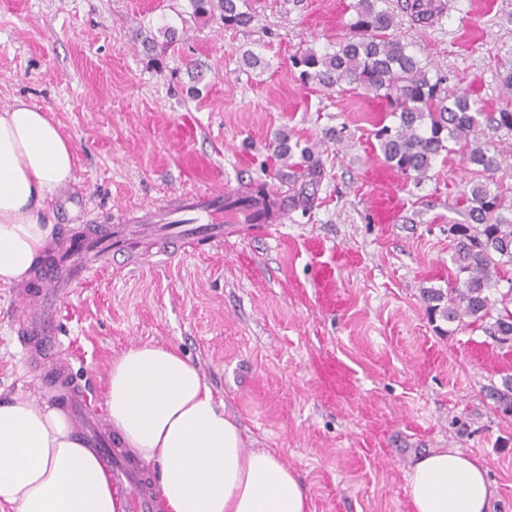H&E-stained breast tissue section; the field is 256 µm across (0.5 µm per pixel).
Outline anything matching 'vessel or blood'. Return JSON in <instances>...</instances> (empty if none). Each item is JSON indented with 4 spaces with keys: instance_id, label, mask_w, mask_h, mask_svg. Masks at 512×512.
Instances as JSON below:
<instances>
[{
    "instance_id": "vessel-or-blood-1",
    "label": "vessel or blood",
    "mask_w": 512,
    "mask_h": 512,
    "mask_svg": "<svg viewBox=\"0 0 512 512\" xmlns=\"http://www.w3.org/2000/svg\"><path fill=\"white\" fill-rule=\"evenodd\" d=\"M226 196L223 188H209L183 194L180 203L171 210L152 203L142 204L124 223L103 227L84 225L83 236L71 240L57 268L45 272V287L35 292L23 289L17 294L24 329L38 337L49 367L59 366L62 340L56 312L70 285L97 269L105 257L112 258L121 268L151 259L165 260L168 250L155 249L158 241L169 243L170 248L182 247L196 239L211 243L223 241L226 222L239 224L254 214L250 207L225 212ZM59 382L66 391L78 432L98 447L113 488L124 494L125 512H155L154 500L141 472L127 460L113 456L109 424L91 412L85 387L69 374L61 375Z\"/></svg>"
}]
</instances>
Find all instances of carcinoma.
Returning <instances> with one entry per match:
<instances>
[{"label":"carcinoma","mask_w":512,"mask_h":512,"mask_svg":"<svg viewBox=\"0 0 512 512\" xmlns=\"http://www.w3.org/2000/svg\"><path fill=\"white\" fill-rule=\"evenodd\" d=\"M195 19H217L224 28L247 26L252 19L249 0H188ZM379 0H357L349 35L331 53L306 50L293 57L307 83L333 88L355 86L381 100L391 124L380 121L375 138L386 162L420 184L444 152L461 154L475 173L465 196L471 223L448 225L454 243L448 288L427 291L431 311L459 326L478 325L491 337L512 336V286L498 299L491 291L512 266V218L504 214L506 196L493 179L502 153L482 140L485 130L512 137V98L498 111L485 114L466 91H451L443 79L432 80L426 67L407 52L389 30L394 16ZM402 9L419 21L433 17V0H404ZM301 161L291 175H277L281 188L255 183L253 198L225 199L224 207L260 204L263 213L277 207L311 211L316 204L324 169L310 147L300 150Z\"/></svg>","instance_id":"obj_1"}]
</instances>
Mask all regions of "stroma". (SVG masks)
<instances>
[{
	"instance_id": "stroma-1",
	"label": "stroma",
	"mask_w": 512,
	"mask_h": 512,
	"mask_svg": "<svg viewBox=\"0 0 512 512\" xmlns=\"http://www.w3.org/2000/svg\"><path fill=\"white\" fill-rule=\"evenodd\" d=\"M355 2L251 0L253 22L233 30L194 20L188 0H0V109L41 107L76 148L75 179L48 205L52 252L74 217L110 224L126 207L286 170L283 135L317 147L324 168L311 212L91 273L57 306L62 357L102 413L113 359L144 342L176 349L247 447L293 470L310 512H412V464L447 448L486 467L492 512H512V415L491 396L512 377V347L432 322L424 298L447 286L471 174L452 151L422 184L404 178L374 138L381 101L292 66L334 49ZM442 3L425 27L387 0L394 34L430 76L497 111L512 94V0ZM17 291L0 286V397L60 406L23 343Z\"/></svg>"
}]
</instances>
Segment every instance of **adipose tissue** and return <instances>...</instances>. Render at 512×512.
<instances>
[{"label": "adipose tissue", "instance_id": "ef3b65f1", "mask_svg": "<svg viewBox=\"0 0 512 512\" xmlns=\"http://www.w3.org/2000/svg\"><path fill=\"white\" fill-rule=\"evenodd\" d=\"M75 148L46 112L0 109V283L18 284L53 239L44 215L74 177ZM108 422L157 469L164 512H309L297 476L268 449L248 450L200 369L175 349L129 346L106 385ZM414 512H490L486 471L458 451L420 456L408 475ZM0 504L15 512H122L97 454L56 407L21 392L0 400Z\"/></svg>", "mask_w": 512, "mask_h": 512}]
</instances>
